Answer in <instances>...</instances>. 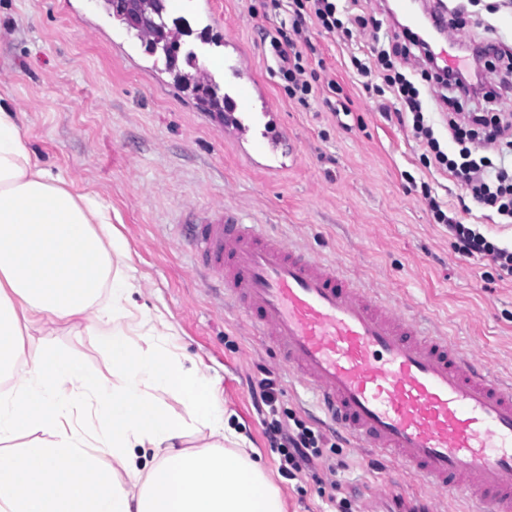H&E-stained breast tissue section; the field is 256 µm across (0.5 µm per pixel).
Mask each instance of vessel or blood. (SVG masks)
I'll list each match as a JSON object with an SVG mask.
<instances>
[{
  "mask_svg": "<svg viewBox=\"0 0 512 512\" xmlns=\"http://www.w3.org/2000/svg\"><path fill=\"white\" fill-rule=\"evenodd\" d=\"M224 125L279 168L285 132L263 103L242 46L225 37ZM189 246L211 283L280 362L311 388L328 418L372 454L429 489L463 491L475 512H512V386L447 339L428 336L308 253L218 206L192 224Z\"/></svg>",
  "mask_w": 512,
  "mask_h": 512,
  "instance_id": "obj_1",
  "label": "vessel or blood"
}]
</instances>
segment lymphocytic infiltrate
<instances>
[{"label": "lymphocytic infiltrate", "mask_w": 512, "mask_h": 512, "mask_svg": "<svg viewBox=\"0 0 512 512\" xmlns=\"http://www.w3.org/2000/svg\"><path fill=\"white\" fill-rule=\"evenodd\" d=\"M293 19L290 27H278L269 40V52L277 63V75L289 97L307 101L314 87L307 77L305 48L311 47L306 22L315 19L327 32L348 33L350 26L366 28L365 16L352 14L345 0H291ZM416 32L406 29L402 40L391 48H376L369 55L352 57L359 76L372 80L373 92L381 97L382 112H395L406 117L424 146L425 167L447 173L481 211L484 219L496 224H512V166H495V159L512 156V115L491 113L498 97L492 86H484L480 97L487 110L478 114H462L463 103L472 95L462 84L468 69L449 70L446 77L433 71L422 74L423 80L435 82L442 90L441 102L452 105L448 116V138L457 149L445 151L435 134L425 98L410 73L400 71L398 59L407 57L418 46ZM423 197L437 223L447 225L457 249L464 255L486 257L500 276H512V243L503 244L487 237L479 225L463 223L458 213L443 209L431 191ZM274 447L285 449V473L295 476L321 455L320 438L304 422L295 428L274 423L269 429Z\"/></svg>", "instance_id": "1"}]
</instances>
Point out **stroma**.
Returning a JSON list of instances; mask_svg holds the SVG:
<instances>
[{
    "mask_svg": "<svg viewBox=\"0 0 512 512\" xmlns=\"http://www.w3.org/2000/svg\"><path fill=\"white\" fill-rule=\"evenodd\" d=\"M212 3L207 13L197 0H184L179 14L192 30L185 42L197 44L206 29L248 46L288 132L280 173L249 160L247 144L216 113L203 111L102 0H0V86L9 87L22 113L28 147L75 191L95 192L110 206L144 301L173 326L177 352L204 369L217 399L239 416L237 428L261 453L285 512H382L381 497L392 493L407 494L412 512L428 499L436 512H467L465 497H431L405 470L365 455L322 420L313 390L282 369L244 316L208 290L184 243L192 211L227 204L263 232L336 264L423 333L449 337L495 379L512 382V278H499L488 260L458 253L419 185L427 183L454 209L458 188L423 166L421 143L379 111L351 68L352 53L369 51L375 34H394L397 24L383 0H361L381 27L358 31L354 44L313 27L307 68L317 89L303 104L272 75L263 43L288 20L287 9L270 0ZM485 19L493 31L483 29ZM447 22L452 45L491 40L512 52V0H449ZM331 80L341 87L332 108L324 102ZM25 344L51 346L90 370L112 373L96 338L64 324H46ZM264 367L281 377L280 411L330 442L313 468L292 478L280 470L283 449L266 435L273 417L252 393ZM332 482L340 485L334 502L318 492Z\"/></svg>",
    "mask_w": 512,
    "mask_h": 512,
    "instance_id": "stroma-1",
    "label": "stroma"
}]
</instances>
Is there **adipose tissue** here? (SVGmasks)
Masks as SVG:
<instances>
[{
  "label": "adipose tissue",
  "mask_w": 512,
  "mask_h": 512,
  "mask_svg": "<svg viewBox=\"0 0 512 512\" xmlns=\"http://www.w3.org/2000/svg\"><path fill=\"white\" fill-rule=\"evenodd\" d=\"M128 270L108 205L42 165L0 89V512H283ZM43 320L96 336L111 380L55 348L26 350Z\"/></svg>",
  "instance_id": "ef3b65f1"
}]
</instances>
